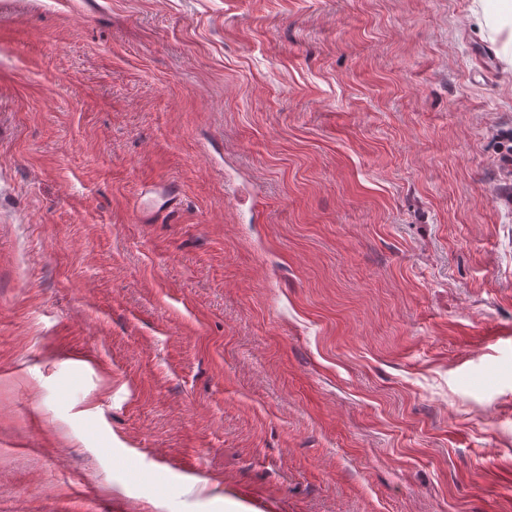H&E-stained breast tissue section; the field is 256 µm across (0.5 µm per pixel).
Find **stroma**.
Wrapping results in <instances>:
<instances>
[{"label":"stroma","instance_id":"1","mask_svg":"<svg viewBox=\"0 0 512 512\" xmlns=\"http://www.w3.org/2000/svg\"><path fill=\"white\" fill-rule=\"evenodd\" d=\"M479 8L0 0V512H512ZM180 205L179 191L169 182L142 186L135 202V214L140 224H150L161 210L172 211Z\"/></svg>","mask_w":512,"mask_h":512}]
</instances>
